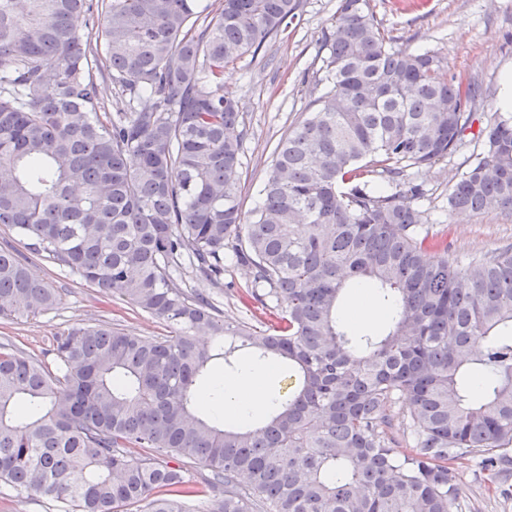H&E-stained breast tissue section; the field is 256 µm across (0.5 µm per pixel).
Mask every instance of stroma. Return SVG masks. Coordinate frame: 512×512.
<instances>
[{
	"label": "stroma",
	"instance_id": "stroma-1",
	"mask_svg": "<svg viewBox=\"0 0 512 512\" xmlns=\"http://www.w3.org/2000/svg\"><path fill=\"white\" fill-rule=\"evenodd\" d=\"M339 0H301L297 17L286 31L268 41L257 55L237 61L225 82L239 99L247 136L243 145L241 202L244 216L258 207L259 191L274 157L278 140L307 117L311 102L325 92L320 67L323 35L336 14ZM377 23L395 44L413 53L431 52L447 63L451 73L475 83L474 129L501 105L502 77L512 71V0H428L424 9H406L402 0H369ZM483 144L465 132L454 154L415 172L426 197L430 231L446 236L448 258L467 265L475 256L489 255L512 244V209L452 212L448 186L466 170L471 154ZM0 243L28 254V267L37 278L57 288L61 300L34 318H0V339L53 363L54 338L76 324L107 322L139 336H162L166 329L131 304L99 296L95 289L61 272L52 262L29 254L23 242L0 228ZM463 499L480 512H512V478L493 485L482 482L477 467L461 465Z\"/></svg>",
	"mask_w": 512,
	"mask_h": 512
}]
</instances>
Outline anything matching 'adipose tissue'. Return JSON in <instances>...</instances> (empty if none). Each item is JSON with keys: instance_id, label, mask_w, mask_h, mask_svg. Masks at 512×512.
<instances>
[{"instance_id": "adipose-tissue-1", "label": "adipose tissue", "mask_w": 512, "mask_h": 512, "mask_svg": "<svg viewBox=\"0 0 512 512\" xmlns=\"http://www.w3.org/2000/svg\"><path fill=\"white\" fill-rule=\"evenodd\" d=\"M274 373L269 365L244 366L232 379H220L200 400L203 412L226 421H243L270 411L275 396L269 389Z\"/></svg>"}]
</instances>
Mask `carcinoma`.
<instances>
[{"mask_svg":"<svg viewBox=\"0 0 512 512\" xmlns=\"http://www.w3.org/2000/svg\"><path fill=\"white\" fill-rule=\"evenodd\" d=\"M299 7L0 0V225L168 329L74 326L55 337L53 369L0 344V487L58 512H453L459 461L512 470V247L448 261L411 176L458 148L471 84L396 46L368 0H340L329 88L279 141L244 221L246 131L224 80ZM108 82L121 93L110 115ZM479 136L450 211L512 208V113ZM378 169L386 189L363 180ZM228 253L240 298L262 306L253 324L182 287L188 271L224 290ZM349 279L393 306L386 334L340 320ZM59 300L0 247L1 318ZM247 355L288 365L295 386L243 430L201 414L197 396L212 365ZM185 463L209 469L203 487Z\"/></svg>","mask_w":512,"mask_h":512,"instance_id":"carcinoma-1","label":"carcinoma"}]
</instances>
